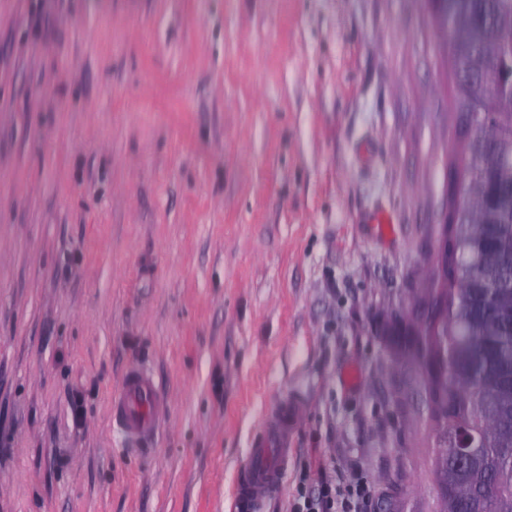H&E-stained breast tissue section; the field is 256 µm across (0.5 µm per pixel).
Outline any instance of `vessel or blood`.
<instances>
[{
    "label": "vessel or blood",
    "instance_id": "vessel-or-blood-1",
    "mask_svg": "<svg viewBox=\"0 0 512 512\" xmlns=\"http://www.w3.org/2000/svg\"><path fill=\"white\" fill-rule=\"evenodd\" d=\"M165 409L166 400L154 378L140 367H131L112 401V419L124 442L138 445L154 438ZM296 413L295 402L283 403L273 422L254 440L247 471L236 489L238 512H262L266 495L284 482Z\"/></svg>",
    "mask_w": 512,
    "mask_h": 512
}]
</instances>
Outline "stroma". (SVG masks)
Instances as JSON below:
<instances>
[{"mask_svg": "<svg viewBox=\"0 0 512 512\" xmlns=\"http://www.w3.org/2000/svg\"><path fill=\"white\" fill-rule=\"evenodd\" d=\"M445 53L425 0H0V512H237L292 396L263 512L351 466L360 512H442L384 328L440 245ZM133 365L168 401L144 453ZM166 409V400L154 378L139 366L125 374L112 401V419L126 444L138 445L154 438ZM297 402L287 401L277 410L274 421L249 451L244 478L236 489V509L262 512L265 496L284 482L288 460V441L297 413Z\"/></svg>", "mask_w": 512, "mask_h": 512, "instance_id": "35a3bbf8", "label": "stroma"}]
</instances>
